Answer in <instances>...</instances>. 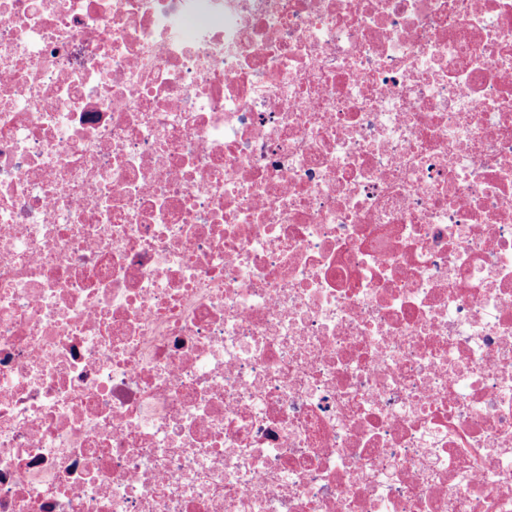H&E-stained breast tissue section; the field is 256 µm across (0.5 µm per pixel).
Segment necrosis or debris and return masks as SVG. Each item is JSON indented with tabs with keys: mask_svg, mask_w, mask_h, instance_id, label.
Returning a JSON list of instances; mask_svg holds the SVG:
<instances>
[{
	"mask_svg": "<svg viewBox=\"0 0 512 512\" xmlns=\"http://www.w3.org/2000/svg\"><path fill=\"white\" fill-rule=\"evenodd\" d=\"M0 512H512V0H0Z\"/></svg>",
	"mask_w": 512,
	"mask_h": 512,
	"instance_id": "4bbe7bcc",
	"label": "necrosis or debris"
}]
</instances>
